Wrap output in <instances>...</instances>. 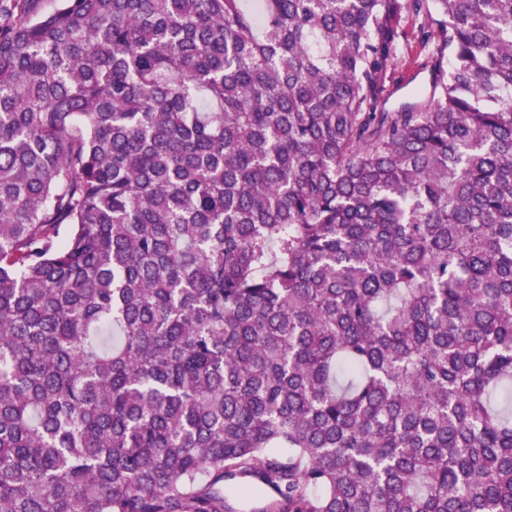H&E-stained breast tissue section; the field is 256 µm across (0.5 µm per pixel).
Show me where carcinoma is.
Listing matches in <instances>:
<instances>
[{
	"label": "carcinoma",
	"mask_w": 512,
	"mask_h": 512,
	"mask_svg": "<svg viewBox=\"0 0 512 512\" xmlns=\"http://www.w3.org/2000/svg\"><path fill=\"white\" fill-rule=\"evenodd\" d=\"M0 0V512H512V0ZM396 3L392 20L396 32L395 53L382 79L387 112L415 102L416 92L429 88L432 79L428 28L423 27L425 9L419 11L413 0H397Z\"/></svg>",
	"instance_id": "carcinoma-1"
}]
</instances>
